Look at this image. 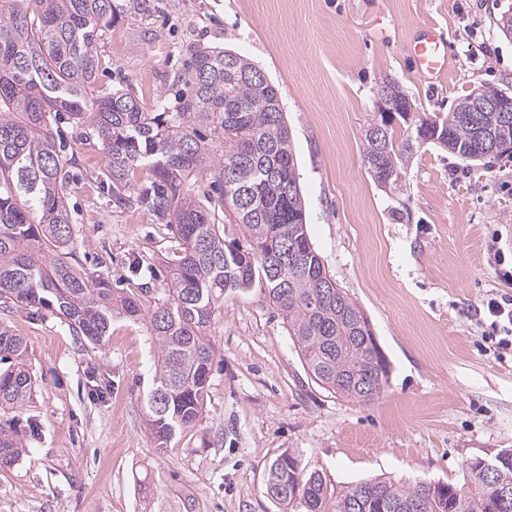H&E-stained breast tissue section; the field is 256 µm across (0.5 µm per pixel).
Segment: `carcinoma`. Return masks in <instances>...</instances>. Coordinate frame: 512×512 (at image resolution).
Returning a JSON list of instances; mask_svg holds the SVG:
<instances>
[{"label": "carcinoma", "mask_w": 512, "mask_h": 512, "mask_svg": "<svg viewBox=\"0 0 512 512\" xmlns=\"http://www.w3.org/2000/svg\"><path fill=\"white\" fill-rule=\"evenodd\" d=\"M117 0H0V301L25 310H53L92 343L107 336L112 318L148 319L157 344L155 385L145 401L147 428L166 444L202 415L215 361L207 329L228 293L254 288L295 338L303 365L319 386L343 398L373 401L389 371L374 361L364 331L370 321L331 276L306 229L305 204L278 89L246 56L191 49L176 82L187 87L171 104L144 106L131 92H101L98 45L112 31ZM394 109L383 134L369 121L361 157L376 182L398 188L409 159L425 142L457 157L498 156L492 138L501 112L425 116L410 129L409 98L395 81L377 88ZM66 112L95 132L108 159L104 177L114 202L143 208L173 235L169 283L146 304L112 287L109 278L71 262L73 227L64 202L68 160L53 120ZM146 167L151 182L133 179ZM203 173L224 196L206 207L188 192ZM244 242L224 241V220ZM27 339L0 323V410L23 405L35 381L26 363ZM22 444L0 424V464L14 462ZM464 482L428 499L425 482L366 480L342 491L337 512H502L512 493V463L488 479L466 464ZM266 489L288 506L298 498L319 512L323 481L300 461L273 460Z\"/></svg>", "instance_id": "1"}]
</instances>
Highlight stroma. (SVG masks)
Returning a JSON list of instances; mask_svg holds the SVG:
<instances>
[{
    "mask_svg": "<svg viewBox=\"0 0 512 512\" xmlns=\"http://www.w3.org/2000/svg\"><path fill=\"white\" fill-rule=\"evenodd\" d=\"M119 2L99 89L173 96L190 49L214 46L277 87L308 234L369 317L390 373L374 401L346 400L310 378L259 291L230 295L207 330L216 360L203 414L162 448L145 423L157 356L147 321L116 319L95 345L56 314L2 303L36 385L7 413L23 452L0 465V512H307L265 493L266 468L286 451L320 474L321 512H336L357 482L458 484L468 461L512 449V359H499L480 313L486 298L512 296V152L484 164L425 145L398 189L378 185L360 155L385 79L431 115L482 86L512 94V36L495 25L512 0ZM430 24L448 36L436 87L410 60ZM55 128L72 159L77 262L161 296L170 231L113 203L91 128L65 117Z\"/></svg>",
    "mask_w": 512,
    "mask_h": 512,
    "instance_id": "obj_1",
    "label": "stroma"
}]
</instances>
